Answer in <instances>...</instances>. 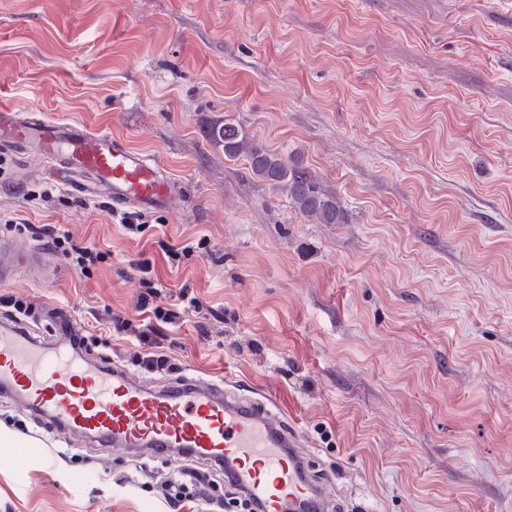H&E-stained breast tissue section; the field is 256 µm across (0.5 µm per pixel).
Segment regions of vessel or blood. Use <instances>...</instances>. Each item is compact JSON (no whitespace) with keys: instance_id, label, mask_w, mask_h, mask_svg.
<instances>
[{"instance_id":"vessel-or-blood-1","label":"vessel or blood","mask_w":512,"mask_h":512,"mask_svg":"<svg viewBox=\"0 0 512 512\" xmlns=\"http://www.w3.org/2000/svg\"><path fill=\"white\" fill-rule=\"evenodd\" d=\"M27 146L64 189L137 211H178L184 196L161 166L127 143L76 120L26 118L0 107V153ZM44 271L41 249L0 237V284L19 270ZM51 340L0 321V392L89 446L225 466V479L258 512H333L326 482H314L299 437L267 401L237 387L179 377L161 386L75 344L71 311L51 309Z\"/></svg>"}]
</instances>
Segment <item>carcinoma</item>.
Instances as JSON below:
<instances>
[{
  "instance_id": "obj_1",
  "label": "carcinoma",
  "mask_w": 512,
  "mask_h": 512,
  "mask_svg": "<svg viewBox=\"0 0 512 512\" xmlns=\"http://www.w3.org/2000/svg\"><path fill=\"white\" fill-rule=\"evenodd\" d=\"M209 137L222 147L228 159L244 158L252 174L283 191L293 208L315 224H343L345 210L336 194L307 168L290 164L250 138L229 119H216L208 128Z\"/></svg>"
}]
</instances>
